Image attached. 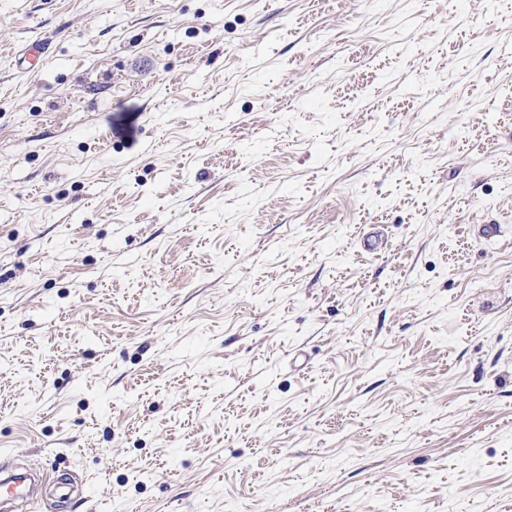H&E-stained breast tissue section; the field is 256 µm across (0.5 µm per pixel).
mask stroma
<instances>
[{"instance_id":"1","label":"stroma","mask_w":512,"mask_h":512,"mask_svg":"<svg viewBox=\"0 0 512 512\" xmlns=\"http://www.w3.org/2000/svg\"><path fill=\"white\" fill-rule=\"evenodd\" d=\"M10 455L18 512H512V0H0Z\"/></svg>"}]
</instances>
